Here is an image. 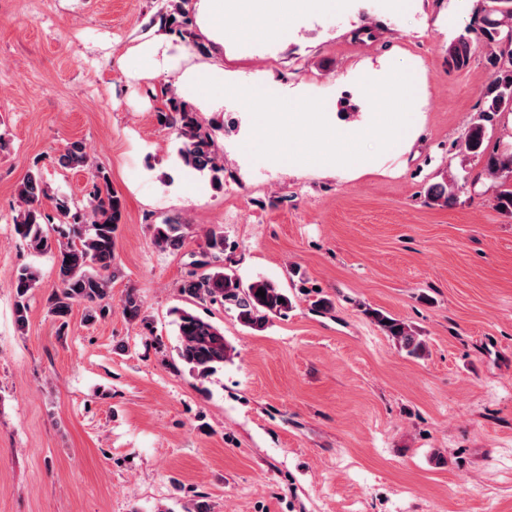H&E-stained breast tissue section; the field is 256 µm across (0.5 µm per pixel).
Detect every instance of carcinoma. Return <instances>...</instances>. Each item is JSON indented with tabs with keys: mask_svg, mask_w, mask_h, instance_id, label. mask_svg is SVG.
Instances as JSON below:
<instances>
[{
	"mask_svg": "<svg viewBox=\"0 0 512 512\" xmlns=\"http://www.w3.org/2000/svg\"><path fill=\"white\" fill-rule=\"evenodd\" d=\"M187 0H166V12L159 21L163 27L176 31L182 37L192 36ZM496 8L484 12L474 29L475 38L462 39L448 50L452 66L462 69L469 64L474 51L490 50L493 67L490 81L483 89L484 108L479 120L473 123L458 144L464 155L484 157V175L497 183L495 208L512 218V150L489 149L486 123L495 116L512 112V64L502 65L506 52H512V43H504V36L512 30V0H496ZM162 122L174 131L181 143L179 156L184 165L196 171H208L215 182L224 172L214 140L206 132L193 109L178 96L166 99V110L161 112ZM62 168H85L89 164L86 146L81 141L69 143L58 156ZM457 181L450 179L429 187L428 197L435 203L448 206L456 200ZM47 195L40 170L27 173L17 188L20 209L13 218L15 231L36 253L51 249L49 232L56 233L58 248L59 285L49 298L48 313L66 324L76 304L85 305V321L93 323L110 312V283L108 271L115 259V241L122 220L123 201L110 183L108 174L97 169L93 173V201L91 211L84 212L70 206L65 198L56 199L59 223L40 207V199ZM156 247L174 252L183 248L187 238V225L166 221L153 228ZM225 241L221 232L205 235L201 250L192 261L194 270L182 280L180 292L194 304L228 303L237 310V318L246 327L259 330L271 315H282L293 307L291 297L274 282L257 279L243 285L240 278L221 264ZM39 282L38 270L21 267L13 281L15 296V324L23 328L28 321V297ZM265 291V297L257 292ZM284 302H279V299ZM123 315L136 320L142 312V303L134 292L125 295L121 304ZM176 326L180 337L178 356L200 378H206L224 366L230 359L232 348L223 331L210 321L198 316L190 308H177ZM365 314L376 323L397 347L409 355L420 357L426 351L425 342L404 321L379 309H367Z\"/></svg>",
	"mask_w": 512,
	"mask_h": 512,
	"instance_id": "obj_1",
	"label": "carcinoma"
}]
</instances>
